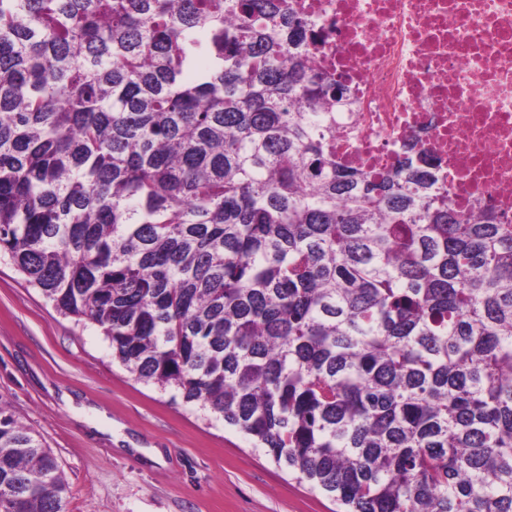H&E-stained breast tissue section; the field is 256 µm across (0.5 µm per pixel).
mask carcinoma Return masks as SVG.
<instances>
[{
	"label": "carcinoma",
	"instance_id": "1",
	"mask_svg": "<svg viewBox=\"0 0 512 512\" xmlns=\"http://www.w3.org/2000/svg\"><path fill=\"white\" fill-rule=\"evenodd\" d=\"M293 0H0V255L343 512H512V224L336 163ZM0 407V512H64Z\"/></svg>",
	"mask_w": 512,
	"mask_h": 512
}]
</instances>
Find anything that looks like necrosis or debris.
Segmentation results:
<instances>
[{
  "label": "necrosis or debris",
  "mask_w": 512,
  "mask_h": 512,
  "mask_svg": "<svg viewBox=\"0 0 512 512\" xmlns=\"http://www.w3.org/2000/svg\"><path fill=\"white\" fill-rule=\"evenodd\" d=\"M313 69L346 73L336 156L381 173L436 158L459 213L512 223V0H294Z\"/></svg>",
  "instance_id": "obj_1"
}]
</instances>
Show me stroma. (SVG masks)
Returning <instances> with one entry per match:
<instances>
[{"label": "stroma", "instance_id": "obj_1", "mask_svg": "<svg viewBox=\"0 0 512 512\" xmlns=\"http://www.w3.org/2000/svg\"><path fill=\"white\" fill-rule=\"evenodd\" d=\"M0 405L50 448L65 512H338L223 420L135 380L100 328L63 316L0 257ZM160 462L118 450L110 426Z\"/></svg>", "mask_w": 512, "mask_h": 512}]
</instances>
